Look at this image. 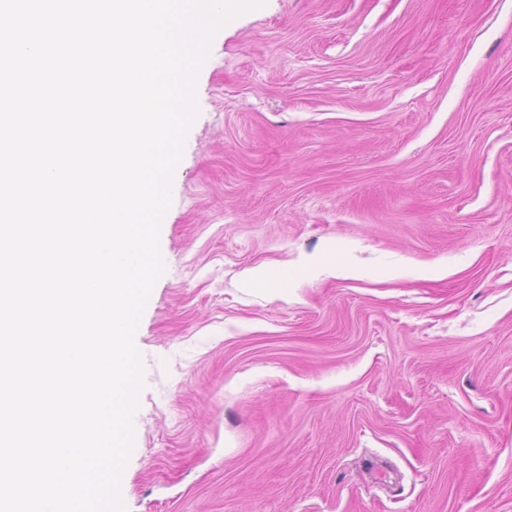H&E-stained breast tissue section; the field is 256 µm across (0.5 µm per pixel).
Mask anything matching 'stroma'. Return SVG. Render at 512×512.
I'll return each mask as SVG.
<instances>
[{
	"mask_svg": "<svg viewBox=\"0 0 512 512\" xmlns=\"http://www.w3.org/2000/svg\"><path fill=\"white\" fill-rule=\"evenodd\" d=\"M195 95L125 512H512V0H264Z\"/></svg>",
	"mask_w": 512,
	"mask_h": 512,
	"instance_id": "obj_1",
	"label": "stroma"
}]
</instances>
